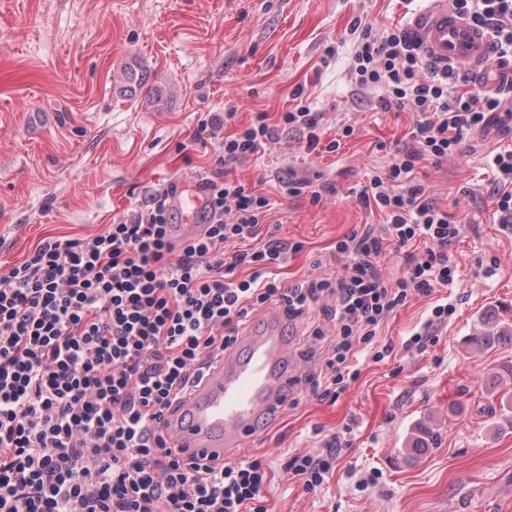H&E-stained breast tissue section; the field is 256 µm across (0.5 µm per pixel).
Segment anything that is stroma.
<instances>
[{
    "instance_id": "1",
    "label": "stroma",
    "mask_w": 512,
    "mask_h": 512,
    "mask_svg": "<svg viewBox=\"0 0 512 512\" xmlns=\"http://www.w3.org/2000/svg\"><path fill=\"white\" fill-rule=\"evenodd\" d=\"M427 0H0V269L22 263L48 238L85 239L120 222L172 180L212 169L218 141L206 114L235 111L244 128L276 117L304 87L319 112L321 145L287 129L258 156L230 167L231 179L269 197L274 236L303 250L279 271L282 283L333 275L346 259L337 239L378 213L357 196L371 170L405 146L414 117L376 108L350 76L362 19L380 30L410 25ZM141 80L128 87L125 68ZM336 151H326L332 140ZM496 133L463 153L423 161L429 196L459 221L448 247L457 264L443 294L455 307L425 346L409 344L430 299L411 300L382 329L391 350L358 355L360 377L336 402L315 399L330 331L321 313L290 329L298 405L289 407L240 459L317 451L322 435L344 448L330 480L305 492L288 475L264 489L268 512H512V340L469 345L486 322L512 326V229L496 221L489 162ZM309 179L321 199L285 195L282 181ZM437 447L420 448L423 429Z\"/></svg>"
}]
</instances>
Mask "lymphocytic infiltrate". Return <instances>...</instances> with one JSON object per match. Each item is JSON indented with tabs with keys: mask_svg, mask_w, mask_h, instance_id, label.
<instances>
[{
	"mask_svg": "<svg viewBox=\"0 0 512 512\" xmlns=\"http://www.w3.org/2000/svg\"><path fill=\"white\" fill-rule=\"evenodd\" d=\"M448 6L487 33L494 89L431 66L406 29L351 26L356 89L378 93L383 111L408 110L416 120L400 156L362 186L359 203L383 222L337 240L348 262L336 276L277 283L273 272L289 248L262 237L272 203L227 177L229 165L281 130L317 144L320 115L299 91L277 123L262 115L223 137L216 167L202 179L214 216L203 234L172 240L161 190L102 234L43 241L0 271V512H268L262 492L274 473L263 457L179 459L163 434L164 414L268 303L296 319L330 298L321 310L333 337L317 398L334 401L360 374V346L375 343L397 309L453 285L448 246L460 229L426 196L415 169L463 152L492 125L512 132V0ZM491 169L497 221L511 224V143ZM229 241L239 250L225 253ZM394 252L405 266L392 280L384 259ZM241 267L248 273L239 278ZM341 448L330 435L321 450L292 456L282 469L313 492L335 472Z\"/></svg>",
	"mask_w": 512,
	"mask_h": 512,
	"instance_id": "f902f5d3",
	"label": "lymphocytic infiltrate"
}]
</instances>
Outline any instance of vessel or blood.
Segmentation results:
<instances>
[{"label": "vessel or blood", "instance_id": "1", "mask_svg": "<svg viewBox=\"0 0 512 512\" xmlns=\"http://www.w3.org/2000/svg\"><path fill=\"white\" fill-rule=\"evenodd\" d=\"M412 36L431 64L475 72L490 55L481 29L448 8L447 0H431L410 24ZM168 206L177 216L174 238L181 241L204 232L212 220L199 185L175 181ZM288 320L268 308L250 318L223 360L167 417L165 434L173 453L186 461L237 457L259 431L282 416L298 383L288 362Z\"/></svg>", "mask_w": 512, "mask_h": 512}]
</instances>
